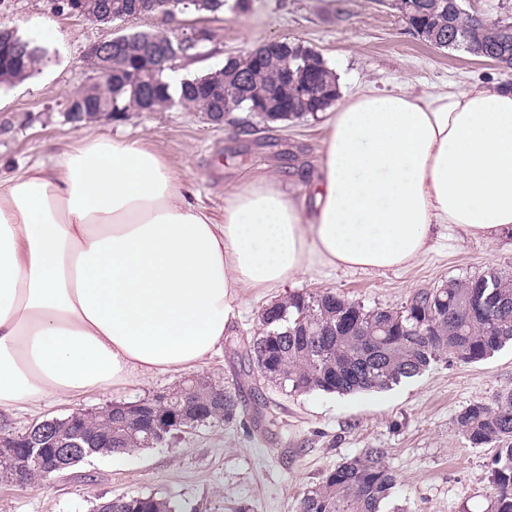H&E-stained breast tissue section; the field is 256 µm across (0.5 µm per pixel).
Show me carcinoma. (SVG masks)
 Wrapping results in <instances>:
<instances>
[{"label": "carcinoma", "instance_id": "cac0c4a2", "mask_svg": "<svg viewBox=\"0 0 512 512\" xmlns=\"http://www.w3.org/2000/svg\"><path fill=\"white\" fill-rule=\"evenodd\" d=\"M404 2L411 13L425 9L424 31L445 35L444 49L462 47L480 57L501 40L500 25L472 18L463 0H453L451 5L448 0ZM12 46L23 49L16 62L4 57V42H0V66L6 78L20 80L27 71L38 70L44 56L37 41L18 37ZM156 48L144 34L125 36L114 48L112 74L103 77L104 89L89 95L83 108L124 118L142 105L146 85L157 110L177 103L209 108L211 93L205 74L184 83L179 98L169 94L166 71L150 69ZM304 65L301 58H241L224 63V79L231 81L238 74L249 77L241 104L249 111L254 103L281 90L283 71L297 73ZM295 94L296 88L288 87L289 111L258 112L256 116L268 123L325 111L338 96L336 75L326 69L306 104L297 101ZM261 325L258 335L234 341L235 354L245 367L272 360L268 382L280 389L337 394L384 389L421 374L444 354L476 363L512 343V276L493 270L473 278L451 279L445 288L418 292L400 309L367 308L331 291L295 292L268 304L262 310ZM193 385L196 398L187 418L194 427L217 421L230 424L240 416L238 396L230 389L208 379L195 380ZM137 414L138 409L118 403L108 415L86 417V423L98 430L87 447L101 455L144 447V434L133 433L128 425ZM456 423L471 444H497L491 471L496 495L484 512H512V393L500 396L493 405H469ZM395 484L383 449L368 448L338 463L304 492L298 512H380ZM97 506L104 512L109 508L112 512H176L170 500L154 495L116 497L110 507L102 501Z\"/></svg>", "mask_w": 512, "mask_h": 512}]
</instances>
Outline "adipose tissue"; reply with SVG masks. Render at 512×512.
Wrapping results in <instances>:
<instances>
[{
    "instance_id": "1",
    "label": "adipose tissue",
    "mask_w": 512,
    "mask_h": 512,
    "mask_svg": "<svg viewBox=\"0 0 512 512\" xmlns=\"http://www.w3.org/2000/svg\"><path fill=\"white\" fill-rule=\"evenodd\" d=\"M294 191L263 172L213 212L143 141L86 132L0 175V411L194 369L245 296L315 268L382 274L437 229L512 235V88H359Z\"/></svg>"
}]
</instances>
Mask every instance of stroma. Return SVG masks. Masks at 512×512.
Listing matches in <instances>:
<instances>
[{"mask_svg": "<svg viewBox=\"0 0 512 512\" xmlns=\"http://www.w3.org/2000/svg\"><path fill=\"white\" fill-rule=\"evenodd\" d=\"M180 21L215 34L177 62L196 76L221 66L228 53L280 39L318 51L339 84L349 89L512 84V75L490 62L423 42L383 0H248L244 12L237 0H226L223 13L187 12ZM1 25L24 36L46 25L57 30L45 44L39 72L0 86V171L5 173L80 140L66 108L69 97L94 77L84 61L90 43L162 28L160 19L151 16L108 24L61 16L53 13L49 0H0ZM87 126L104 136L147 141L185 173L217 212L224 208L225 190L255 172H278L288 184L296 172L312 169L323 135L320 119L310 116L269 126L234 112L218 125L179 105L126 118L101 115ZM491 269L512 273L511 235L485 240L451 239L443 233L434 237L421 261L400 270L376 275L319 268L284 287L253 290L231 334H257L262 308L294 292L331 291L369 308L398 309L418 291ZM239 370L225 344L197 371L158 376L69 403L48 401L35 410L0 412V428L20 434L43 419L97 412L171 391L194 375L232 387ZM242 386L246 404L265 399L274 418L257 423L249 410L240 423L218 422L175 434L139 450L133 467L96 455L54 475L47 486L0 480V512H92L103 499L150 494L170 498L177 512H297L308 488L367 448L384 449L396 476L381 512H485L494 495L496 446L472 445L458 430L456 417L472 403L490 404L497 395L512 392L511 344L477 363L442 356L421 375L376 392L289 393L256 378Z\"/></svg>", "mask_w": 512, "mask_h": 512, "instance_id": "stroma-1", "label": "stroma"}]
</instances>
